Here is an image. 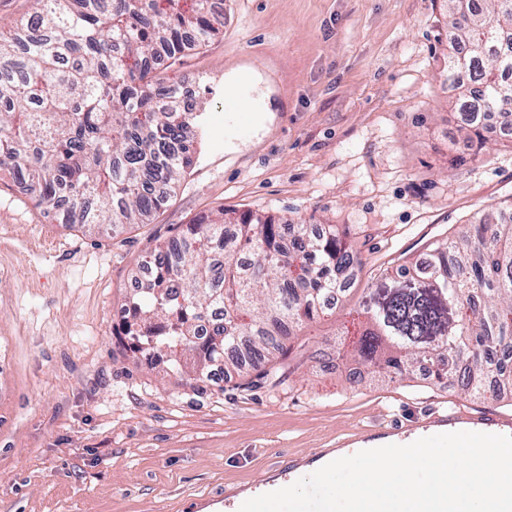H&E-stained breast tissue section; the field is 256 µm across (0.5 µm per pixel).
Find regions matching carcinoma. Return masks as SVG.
<instances>
[{
    "instance_id": "cac0c4a2",
    "label": "carcinoma",
    "mask_w": 512,
    "mask_h": 512,
    "mask_svg": "<svg viewBox=\"0 0 512 512\" xmlns=\"http://www.w3.org/2000/svg\"><path fill=\"white\" fill-rule=\"evenodd\" d=\"M0 27V169L40 208L65 200L91 231L143 224L193 163L199 113L174 102L158 61L215 37L211 0H34ZM459 109L512 115V0H447ZM358 251L334 224L204 216L141 256L151 279L116 312L151 368L196 384L235 372L284 384L289 337L330 314ZM353 319L356 362L463 394L512 395V210L381 277ZM214 318L209 331L199 323Z\"/></svg>"
}]
</instances>
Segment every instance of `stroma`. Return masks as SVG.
Instances as JSON below:
<instances>
[{"mask_svg":"<svg viewBox=\"0 0 512 512\" xmlns=\"http://www.w3.org/2000/svg\"><path fill=\"white\" fill-rule=\"evenodd\" d=\"M445 0H223L218 34L171 75L202 86L196 153L155 218L100 235L51 222L0 173V512H192L278 480L281 449L421 424L467 398L423 373L350 384L341 323L385 270L512 204V140L452 164ZM224 209L333 224L359 251L334 314L292 337L284 386L197 388L118 346L138 257Z\"/></svg>","mask_w":512,"mask_h":512,"instance_id":"stroma-1","label":"stroma"}]
</instances>
